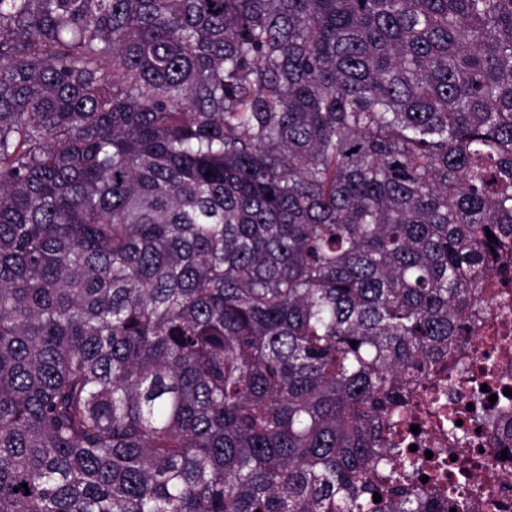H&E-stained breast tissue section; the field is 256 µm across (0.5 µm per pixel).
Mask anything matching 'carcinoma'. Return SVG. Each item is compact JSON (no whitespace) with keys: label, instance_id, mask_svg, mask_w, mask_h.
<instances>
[{"label":"carcinoma","instance_id":"1","mask_svg":"<svg viewBox=\"0 0 512 512\" xmlns=\"http://www.w3.org/2000/svg\"><path fill=\"white\" fill-rule=\"evenodd\" d=\"M509 249L512 0H0V512H425ZM413 425L419 426L420 432L414 434L415 445L419 448H448V431L441 420L434 414L432 405L422 401L416 408Z\"/></svg>","mask_w":512,"mask_h":512}]
</instances>
